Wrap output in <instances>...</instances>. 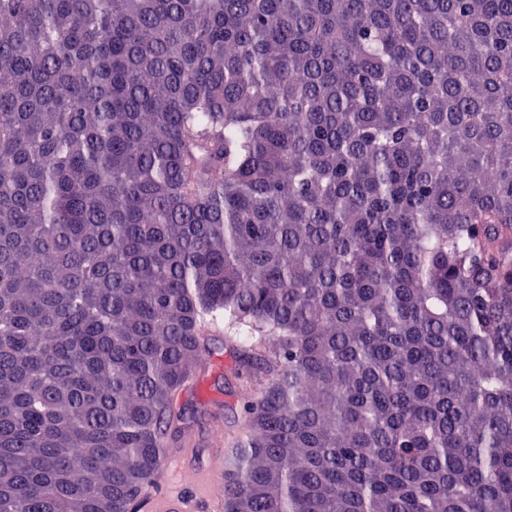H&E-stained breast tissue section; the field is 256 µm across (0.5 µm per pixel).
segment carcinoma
<instances>
[{"label": "carcinoma", "instance_id": "1", "mask_svg": "<svg viewBox=\"0 0 512 512\" xmlns=\"http://www.w3.org/2000/svg\"><path fill=\"white\" fill-rule=\"evenodd\" d=\"M224 325V512H512V0H0V512H132Z\"/></svg>", "mask_w": 512, "mask_h": 512}]
</instances>
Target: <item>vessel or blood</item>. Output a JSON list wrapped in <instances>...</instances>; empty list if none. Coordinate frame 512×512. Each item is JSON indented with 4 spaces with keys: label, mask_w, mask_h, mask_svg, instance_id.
I'll return each mask as SVG.
<instances>
[{
    "label": "vessel or blood",
    "mask_w": 512,
    "mask_h": 512,
    "mask_svg": "<svg viewBox=\"0 0 512 512\" xmlns=\"http://www.w3.org/2000/svg\"><path fill=\"white\" fill-rule=\"evenodd\" d=\"M195 483L206 498L210 512H223V469L209 472L191 471L185 454L166 457L158 479L159 490L150 492L152 512H192L191 502L183 493V486Z\"/></svg>",
    "instance_id": "b4317fda"
}]
</instances>
